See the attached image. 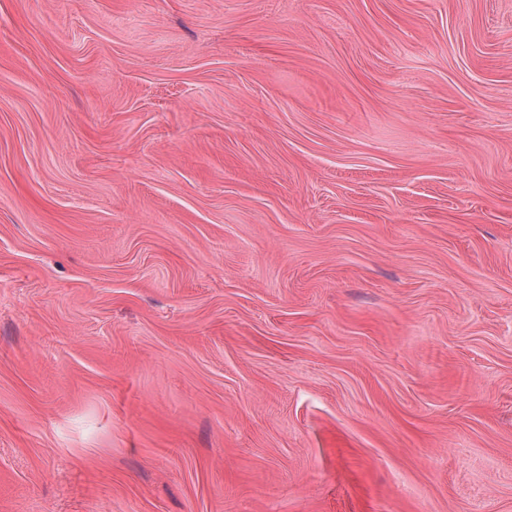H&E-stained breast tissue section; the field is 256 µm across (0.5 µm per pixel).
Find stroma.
I'll return each instance as SVG.
<instances>
[{"label":"stroma","instance_id":"1","mask_svg":"<svg viewBox=\"0 0 512 512\" xmlns=\"http://www.w3.org/2000/svg\"><path fill=\"white\" fill-rule=\"evenodd\" d=\"M0 512H512V0H0Z\"/></svg>","mask_w":512,"mask_h":512}]
</instances>
